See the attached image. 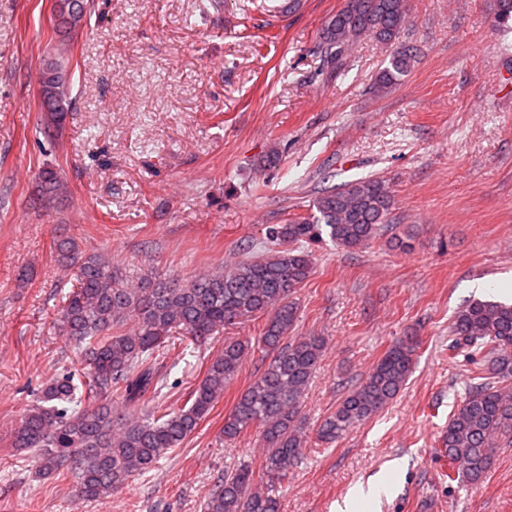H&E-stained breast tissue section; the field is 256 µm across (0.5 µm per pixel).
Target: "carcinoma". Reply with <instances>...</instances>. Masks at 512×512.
Returning <instances> with one entry per match:
<instances>
[{
  "label": "carcinoma",
  "mask_w": 512,
  "mask_h": 512,
  "mask_svg": "<svg viewBox=\"0 0 512 512\" xmlns=\"http://www.w3.org/2000/svg\"><path fill=\"white\" fill-rule=\"evenodd\" d=\"M406 2L346 0L326 21L323 65L341 69L346 48L370 36L392 48L388 65L376 74V90L397 84L418 54L400 40ZM83 16L80 5L59 0L62 26L74 29ZM497 19L504 30L512 28V0H497ZM41 97L49 121L61 127L69 103L64 78L52 65L42 73ZM393 206L379 178L328 190L313 200L310 214L267 227L266 239L277 249L185 280L150 270L132 282L105 255L86 256L75 240H58L57 261L75 268L77 285L57 328L78 348L81 378L54 375L24 410L11 447L33 453L41 476L74 474L76 496L110 498L181 447L244 359L259 351L260 366L224 416L223 435L233 441L255 430L263 446L262 473L244 465L217 477L203 509L280 512L277 485L304 459L301 407L326 344L321 336L292 335L298 321L293 294L314 269L312 255L295 244L325 235L343 248L367 246L385 231ZM257 315L267 316L259 334L224 338V350L183 405L168 406V378L161 370L168 352ZM449 336V355L467 349L487 368L471 372L468 391L440 436L448 458L442 477L477 483L494 464L497 449L512 446V303H470L454 315ZM419 347L412 336L394 342L320 423L315 445L335 442L389 405L411 375ZM114 396L120 403L112 402Z\"/></svg>",
  "instance_id": "obj_1"
}]
</instances>
